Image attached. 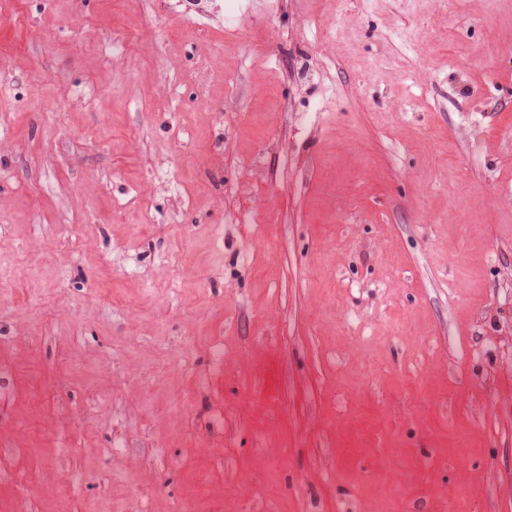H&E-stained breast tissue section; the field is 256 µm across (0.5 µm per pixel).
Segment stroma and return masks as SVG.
I'll return each mask as SVG.
<instances>
[{
	"instance_id": "stroma-1",
	"label": "stroma",
	"mask_w": 512,
	"mask_h": 512,
	"mask_svg": "<svg viewBox=\"0 0 512 512\" xmlns=\"http://www.w3.org/2000/svg\"><path fill=\"white\" fill-rule=\"evenodd\" d=\"M203 3L0 0V512H512V0Z\"/></svg>"
}]
</instances>
